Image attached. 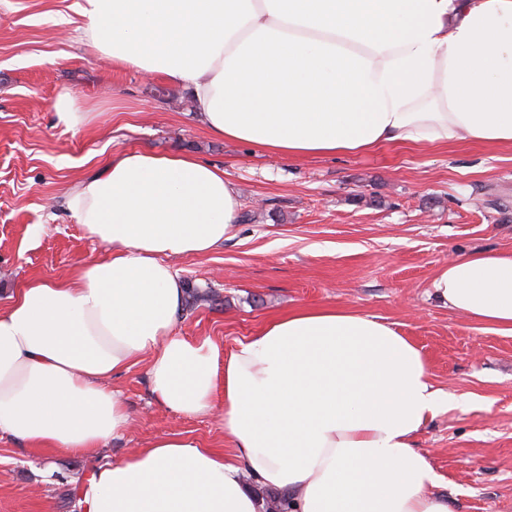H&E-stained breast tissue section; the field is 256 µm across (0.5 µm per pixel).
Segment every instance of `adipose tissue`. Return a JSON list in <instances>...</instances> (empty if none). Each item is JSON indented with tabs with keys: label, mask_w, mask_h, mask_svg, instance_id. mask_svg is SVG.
<instances>
[{
	"label": "adipose tissue",
	"mask_w": 512,
	"mask_h": 512,
	"mask_svg": "<svg viewBox=\"0 0 512 512\" xmlns=\"http://www.w3.org/2000/svg\"><path fill=\"white\" fill-rule=\"evenodd\" d=\"M79 40L188 91L214 138L283 158L385 142L512 147V0H80ZM64 208L105 259L31 280L0 306V437L88 454L131 414L111 381L147 365L180 418L223 450L163 435L79 482L82 512H451L424 427L456 403L391 323L340 307L285 313L232 350L177 335L172 257L239 219L233 183L189 154L130 151ZM456 313L512 333V252L474 251L432 282Z\"/></svg>",
	"instance_id": "1"
}]
</instances>
